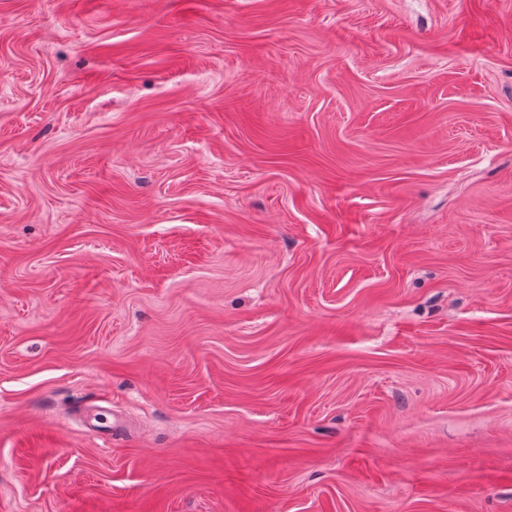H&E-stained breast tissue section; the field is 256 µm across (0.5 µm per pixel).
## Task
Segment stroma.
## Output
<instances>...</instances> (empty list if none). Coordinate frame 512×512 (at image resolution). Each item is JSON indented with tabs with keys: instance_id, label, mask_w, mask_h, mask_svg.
I'll return each mask as SVG.
<instances>
[{
	"instance_id": "1",
	"label": "stroma",
	"mask_w": 512,
	"mask_h": 512,
	"mask_svg": "<svg viewBox=\"0 0 512 512\" xmlns=\"http://www.w3.org/2000/svg\"><path fill=\"white\" fill-rule=\"evenodd\" d=\"M0 512H512V0H0Z\"/></svg>"
}]
</instances>
